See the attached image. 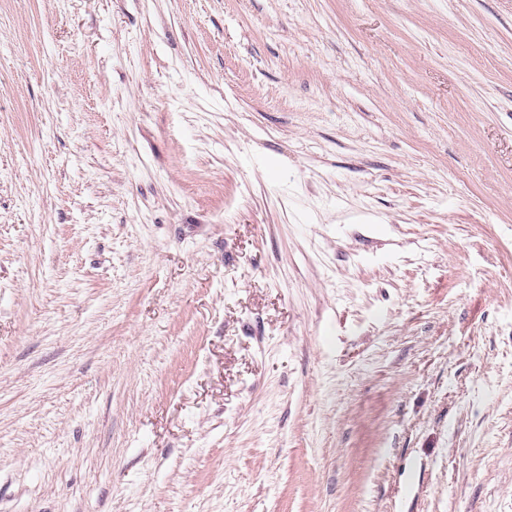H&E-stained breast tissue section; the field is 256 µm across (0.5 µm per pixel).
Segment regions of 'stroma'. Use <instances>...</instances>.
I'll return each instance as SVG.
<instances>
[{"label":"stroma","mask_w":512,"mask_h":512,"mask_svg":"<svg viewBox=\"0 0 512 512\" xmlns=\"http://www.w3.org/2000/svg\"><path fill=\"white\" fill-rule=\"evenodd\" d=\"M0 512H512V0H0Z\"/></svg>","instance_id":"1"}]
</instances>
